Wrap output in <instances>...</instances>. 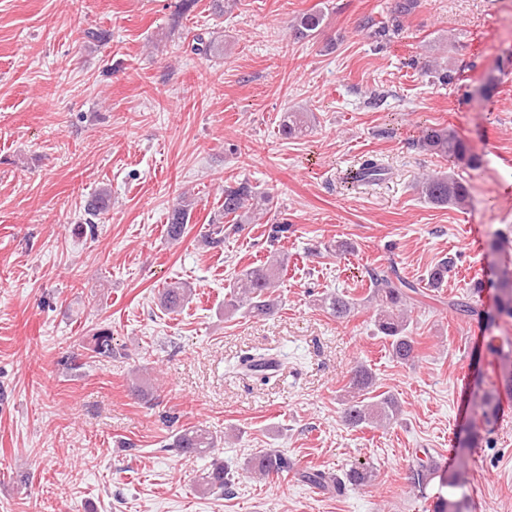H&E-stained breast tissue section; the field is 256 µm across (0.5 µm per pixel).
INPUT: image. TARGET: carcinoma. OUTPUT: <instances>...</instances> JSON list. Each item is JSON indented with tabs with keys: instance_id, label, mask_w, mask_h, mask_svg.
Returning <instances> with one entry per match:
<instances>
[{
	"instance_id": "carcinoma-1",
	"label": "carcinoma",
	"mask_w": 512,
	"mask_h": 512,
	"mask_svg": "<svg viewBox=\"0 0 512 512\" xmlns=\"http://www.w3.org/2000/svg\"><path fill=\"white\" fill-rule=\"evenodd\" d=\"M418 6V0H396L391 9V26L397 31L401 20L410 15ZM325 15L320 10H310L296 16L289 27L290 36L300 42L313 39L320 34ZM311 114L308 112L284 113L281 128L286 137L303 134L309 128ZM418 149L435 154L456 165L471 169L479 167L481 159L473 152L469 143L450 128L439 125H427L421 130L416 141ZM386 168L375 158L364 160L359 167L349 172L346 183L359 187L383 179ZM420 197L436 206H454L464 209L470 205L468 187L445 171H434L422 177L417 184ZM271 196L248 181L224 188L223 217L233 229L244 224H253L267 215L270 210ZM192 200L185 199L171 210L166 225V235L171 241L183 238L186 224L191 216ZM228 227L226 224H211L203 236L205 245L218 247L224 243ZM288 255L275 252L271 257L256 266L246 268L233 283L232 289L224 300V314L243 311L256 317L272 314L278 301L272 297L274 288L287 270ZM453 262L444 261L433 267L427 276L426 286L438 288L451 271ZM371 299L379 306L374 319L377 334L382 336L389 347L392 359L407 364L414 359V340L410 336V316L408 307L416 296L421 294L420 287L403 278L395 266L376 267L368 271ZM494 289V307L491 311L478 309L473 296L483 291V282H475L470 295L451 302L454 311L463 316L479 318L484 337L486 352L495 360V368L488 380L477 378L470 392L472 421L464 433L456 435L452 446L456 466L439 472L429 459H419L417 467L411 470L410 482L420 490H425L432 476L439 475L440 488L448 489V495L438 494L433 512H471L472 501L464 492L465 474L468 462L473 460L476 450L482 447L483 433L494 429L504 416L503 397L512 398V338L504 335L503 327L512 322V262L506 261L499 268L492 281ZM191 294L190 286L184 282H173L163 289L162 306L172 312L183 307ZM323 306L338 319L348 318L355 302L338 293H331L322 299ZM91 351L95 356L112 359L122 356L112 344V332L105 328L96 329L90 336ZM375 378L370 369L360 365L353 371L350 392L342 411L345 423L353 428L389 424L399 415V405L393 396L382 393L373 395ZM170 446L196 456H207L219 442L208 429L200 425L182 426L172 435ZM288 458L281 454L264 453L248 461V469L256 475H268L288 470ZM301 481L319 488H329L325 473L314 469L298 471ZM345 480L352 486H363L372 477L366 468L353 465L344 473ZM209 490H223L228 486L229 477L224 465L215 464L203 477Z\"/></svg>"
}]
</instances>
